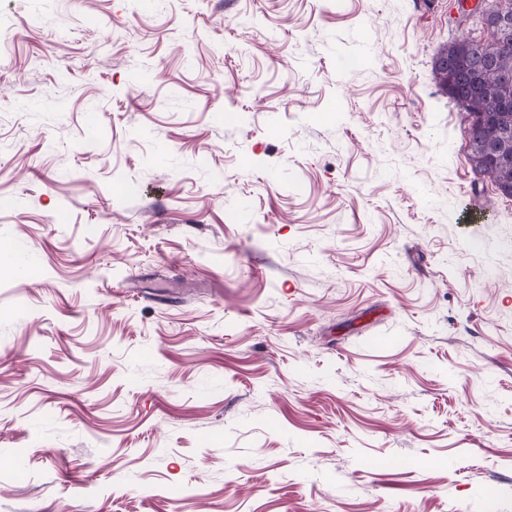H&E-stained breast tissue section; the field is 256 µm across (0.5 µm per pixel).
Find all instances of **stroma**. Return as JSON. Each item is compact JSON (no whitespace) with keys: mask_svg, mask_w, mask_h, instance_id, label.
Here are the masks:
<instances>
[{"mask_svg":"<svg viewBox=\"0 0 512 512\" xmlns=\"http://www.w3.org/2000/svg\"><path fill=\"white\" fill-rule=\"evenodd\" d=\"M459 20L0 0V512H512Z\"/></svg>","mask_w":512,"mask_h":512,"instance_id":"stroma-1","label":"stroma"}]
</instances>
